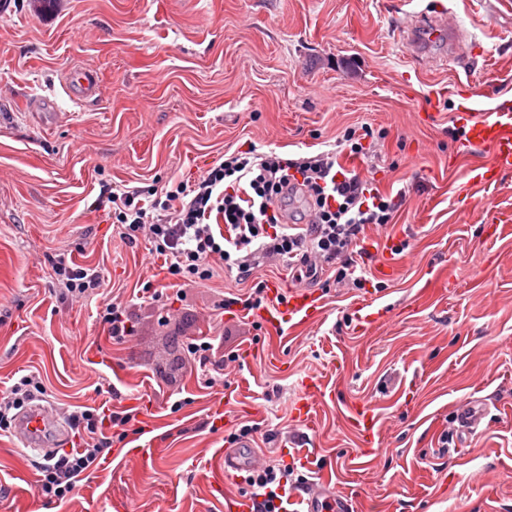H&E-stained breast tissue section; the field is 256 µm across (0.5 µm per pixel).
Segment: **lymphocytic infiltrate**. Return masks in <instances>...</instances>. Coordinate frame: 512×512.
Segmentation results:
<instances>
[{
	"label": "lymphocytic infiltrate",
	"instance_id": "lymphocytic-infiltrate-1",
	"mask_svg": "<svg viewBox=\"0 0 512 512\" xmlns=\"http://www.w3.org/2000/svg\"><path fill=\"white\" fill-rule=\"evenodd\" d=\"M301 192L309 203L304 224L282 223L277 204L288 193ZM113 223L128 239L144 235L154 251L168 260L180 279L201 284L214 275V261L249 277L261 263L282 261L305 275L332 273L337 285L362 287L363 269L353 259L365 225L390 224L397 208L394 197L381 194L358 174L338 169L336 154L324 151L298 158L276 153L239 151L222 156L194 182L171 186L162 200L146 201L138 190L108 193ZM221 224H213L212 215ZM54 269L61 292L83 297L97 294L99 272L73 264L58 254ZM67 418L85 432L83 447L50 456L39 465V490L65 499L81 475L97 468L112 452L106 425H126L129 415L105 414L95 408L70 411ZM292 469L269 460L247 476L256 498V512H273L293 488Z\"/></svg>",
	"mask_w": 512,
	"mask_h": 512
}]
</instances>
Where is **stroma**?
<instances>
[{
	"label": "stroma",
	"mask_w": 512,
	"mask_h": 512,
	"mask_svg": "<svg viewBox=\"0 0 512 512\" xmlns=\"http://www.w3.org/2000/svg\"><path fill=\"white\" fill-rule=\"evenodd\" d=\"M438 1L473 46L444 67L397 35L407 13ZM84 63L101 94L80 102L63 83ZM465 94L480 112L512 108V0H57L48 13L0 0V392L33 373L59 414L132 416L61 501L38 490L42 452L0 434V512H114L118 499L123 512H224L247 490L224 479L225 442L244 425L260 459L296 476L295 451L308 449L360 512H512V223L492 221L512 211V172L468 190L491 153L462 144ZM348 127L385 137L340 151L339 165L403 197L390 224L365 229L379 250L360 288L272 263L245 281L219 266L191 284L146 240L122 239L100 203L113 188L193 182L227 152L314 155ZM61 252L128 303L126 341L98 319L102 297L61 295ZM271 279L321 292L322 320L281 331L226 314L225 296ZM147 284L156 298L141 296ZM364 295L383 311L360 333L350 311ZM203 334L238 356L210 386L186 351ZM303 394L307 423L293 411ZM470 400L487 403L485 423L448 456L442 437ZM364 402L377 415L370 448L347 420ZM147 437L151 459L127 458Z\"/></svg>",
	"instance_id": "35a3bbf8"
}]
</instances>
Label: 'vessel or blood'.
I'll list each match as a JSON object with an SVG mask.
<instances>
[{
	"label": "vessel or blood",
	"instance_id": "b4317fda",
	"mask_svg": "<svg viewBox=\"0 0 512 512\" xmlns=\"http://www.w3.org/2000/svg\"><path fill=\"white\" fill-rule=\"evenodd\" d=\"M404 41L414 53H421L426 41L447 39L448 48L455 57H464L466 47L459 22L450 18L447 12L435 15L426 12L416 13L402 29ZM66 85L81 96L92 98L100 91L97 72L89 66L70 70ZM458 122L464 133V142L473 148L490 149L492 162L481 168L472 178L477 187L497 183L502 174L512 171V112L503 111L495 115L465 111L459 113ZM272 303L253 309V321L274 327L284 328L298 323L311 322L323 312V302L315 291L298 288L290 294H283L279 284H271ZM381 316L375 299H364L353 307L351 322L355 329L367 331ZM487 416L485 405L470 401L460 405L455 415L453 433L463 437L477 432ZM351 421L361 434L366 445H374L377 438L376 417L369 405L357 407L351 414ZM58 421L50 409L41 403L27 408L20 416L15 429L16 438L25 446H42L48 436L57 428ZM256 454L252 450L228 448L224 451V476L237 478L242 471L255 468ZM289 501L299 508V512H357V501L353 496L337 491L324 482H306L294 488Z\"/></svg>",
	"mask_w": 512,
	"mask_h": 512
}]
</instances>
